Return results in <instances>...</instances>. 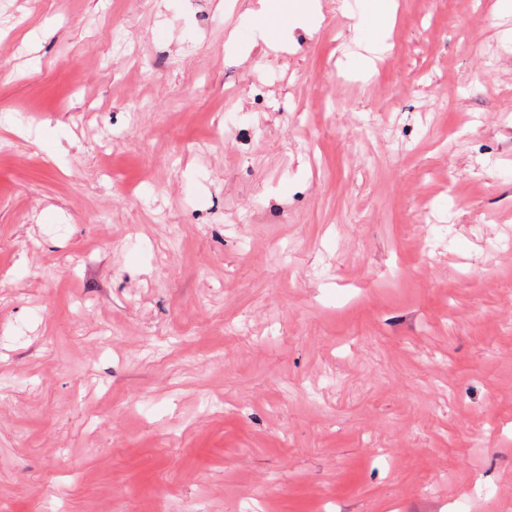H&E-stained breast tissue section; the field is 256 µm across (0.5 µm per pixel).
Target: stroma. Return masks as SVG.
I'll return each mask as SVG.
<instances>
[{"instance_id":"obj_1","label":"stroma","mask_w":512,"mask_h":512,"mask_svg":"<svg viewBox=\"0 0 512 512\" xmlns=\"http://www.w3.org/2000/svg\"><path fill=\"white\" fill-rule=\"evenodd\" d=\"M320 3L0 0V512H512V12ZM289 1L259 0L258 9L247 10L242 16L239 26L229 35L228 45H235L245 33L258 36L267 46L283 45L292 28L317 30L320 27L324 17L319 0H311L305 11L289 5ZM392 0H376L369 4V9L373 17V29L375 38L367 41V50L371 54L382 53L387 50L384 38H379V34L388 27L389 20L395 11V5Z\"/></svg>"}]
</instances>
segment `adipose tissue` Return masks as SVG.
Wrapping results in <instances>:
<instances>
[{
	"label": "adipose tissue",
	"mask_w": 512,
	"mask_h": 512,
	"mask_svg": "<svg viewBox=\"0 0 512 512\" xmlns=\"http://www.w3.org/2000/svg\"><path fill=\"white\" fill-rule=\"evenodd\" d=\"M323 21L319 0H309L305 9H298L289 0H259L256 9L246 11L228 42L236 44L240 35L250 34L268 46L285 44L292 28L318 29Z\"/></svg>",
	"instance_id": "ef3b65f1"
}]
</instances>
